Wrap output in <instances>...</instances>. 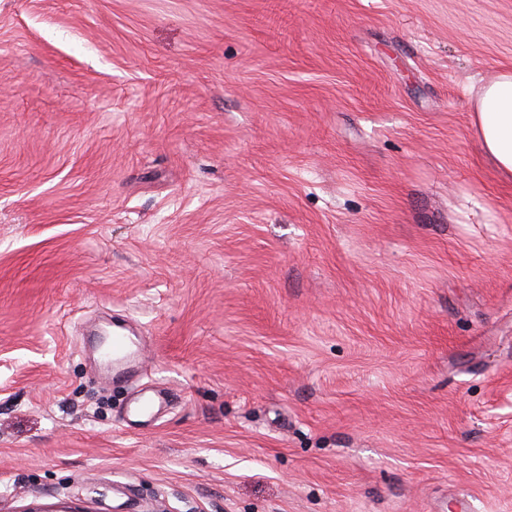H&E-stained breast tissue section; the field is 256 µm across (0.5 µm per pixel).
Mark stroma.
<instances>
[{
    "instance_id": "1",
    "label": "stroma",
    "mask_w": 512,
    "mask_h": 512,
    "mask_svg": "<svg viewBox=\"0 0 512 512\" xmlns=\"http://www.w3.org/2000/svg\"><path fill=\"white\" fill-rule=\"evenodd\" d=\"M503 68L512 0H0V512H512ZM474 129L485 153L512 179V70H502L481 86L474 107ZM134 347H136V344L130 341L127 336L115 334L110 341L107 356L112 355L113 364L131 361L138 352V349ZM132 403L138 412L144 413L152 419L161 410L163 400L153 390H140L134 396Z\"/></svg>"
}]
</instances>
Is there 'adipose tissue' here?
Returning <instances> with one entry per match:
<instances>
[{
    "label": "adipose tissue",
    "instance_id": "ef3b65f1",
    "mask_svg": "<svg viewBox=\"0 0 512 512\" xmlns=\"http://www.w3.org/2000/svg\"><path fill=\"white\" fill-rule=\"evenodd\" d=\"M474 129L485 153L512 179V70L504 69L481 86L474 107Z\"/></svg>",
    "mask_w": 512,
    "mask_h": 512
}]
</instances>
